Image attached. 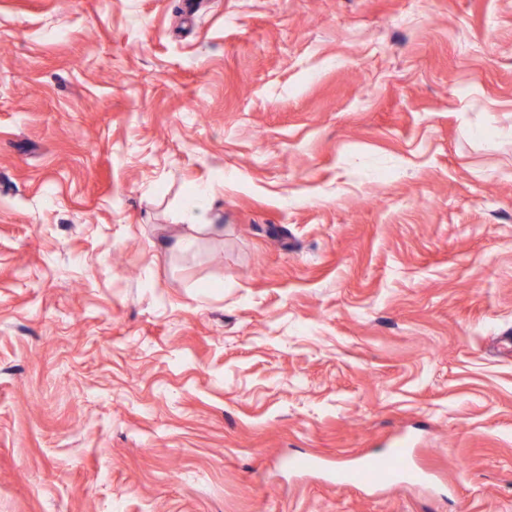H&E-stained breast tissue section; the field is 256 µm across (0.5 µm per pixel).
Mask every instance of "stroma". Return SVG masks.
I'll list each match as a JSON object with an SVG mask.
<instances>
[{"label":"stroma","mask_w":512,"mask_h":512,"mask_svg":"<svg viewBox=\"0 0 512 512\" xmlns=\"http://www.w3.org/2000/svg\"><path fill=\"white\" fill-rule=\"evenodd\" d=\"M185 2L0 0V512H512V0ZM399 443L392 449L389 458L383 461L366 459L353 473L341 475L339 480L369 484L398 485L403 478L417 480L421 477L409 468V448Z\"/></svg>","instance_id":"obj_1"}]
</instances>
